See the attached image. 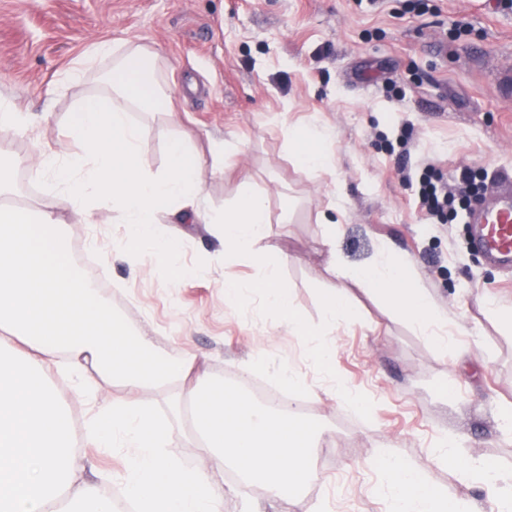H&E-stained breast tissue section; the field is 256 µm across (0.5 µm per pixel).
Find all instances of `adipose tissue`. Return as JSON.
<instances>
[{
  "label": "adipose tissue",
  "mask_w": 512,
  "mask_h": 512,
  "mask_svg": "<svg viewBox=\"0 0 512 512\" xmlns=\"http://www.w3.org/2000/svg\"><path fill=\"white\" fill-rule=\"evenodd\" d=\"M111 59L102 87L79 96L61 122L71 150L37 153L38 177L51 181L53 196L15 203L18 157L0 151V512H114L115 500L78 475L90 463V448L123 443L128 466L122 477L127 496L140 512H223L224 489L207 473L181 467L170 450L168 428L132 402L101 407L88 423L83 444L45 372L59 358L69 362L77 396H90L102 382H118L135 392L194 376L189 401L202 402L194 421L197 445L216 468L235 467L261 482L269 500L316 478L310 459L320 435L316 424L290 417L282 405H258L240 391L224 389L198 371L192 358L159 350L150 336L130 330L83 272L70 263L68 237L56 212L65 197L83 223L111 207L112 221L127 225L136 246L158 258L177 248L156 236L161 212L179 214L186 224L220 225L225 248L251 255L268 221L264 199L241 195L219 213L201 204L196 174L201 164L187 139L170 138L167 167L156 172L140 150L147 130L134 113L161 114L177 121L172 93L162 85V62L148 46L127 40L91 49L60 78V87L82 82ZM369 291L384 296L430 336L440 331L439 316L427 290L407 260L371 264L354 272ZM436 459L449 463L460 480L484 477L491 512H512V477H489L481 460H458L439 448ZM381 486L391 492L394 512H463L449 498L393 454L375 458Z\"/></svg>",
  "instance_id": "adipose-tissue-1"
}]
</instances>
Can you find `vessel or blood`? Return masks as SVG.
I'll list each match as a JSON object with an SVG mask.
<instances>
[{"mask_svg":"<svg viewBox=\"0 0 512 512\" xmlns=\"http://www.w3.org/2000/svg\"><path fill=\"white\" fill-rule=\"evenodd\" d=\"M475 238L484 256L512 270V173H503L474 216Z\"/></svg>","mask_w":512,"mask_h":512,"instance_id":"1","label":"vessel or blood"}]
</instances>
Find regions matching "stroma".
<instances>
[{"label":"stroma","instance_id":"1","mask_svg":"<svg viewBox=\"0 0 512 512\" xmlns=\"http://www.w3.org/2000/svg\"><path fill=\"white\" fill-rule=\"evenodd\" d=\"M140 41L167 63L177 125L147 117L141 151L153 170L167 165L166 142L187 135L205 159L198 177L205 205L223 209L244 191L262 195L269 224L253 251L288 290L291 312L269 306L255 282L253 258L225 251L215 229L159 216L155 232L177 240L164 262L129 261L127 225L101 207L80 223L64 200L70 243L96 233L89 277L133 330L156 346L197 358L212 380L240 386L252 374L284 393L288 409L304 408L320 425L313 451L318 480L300 494L268 503L263 486L229 469H212L192 428L170 417L180 382L146 387L138 405L166 422L183 468L209 473L224 486L223 512H390L380 477L368 463L397 455L430 483L489 512L477 481H459L433 450L455 436L461 459L487 461L512 474V431L498 414L512 408V326L489 314L495 297L512 308V272L485 261L470 245L469 213L478 210L502 173L512 171V96L494 75L512 68V0H0V98L27 110L45 142L63 147L58 125L75 92L57 89L61 75L95 45ZM53 116L42 114L49 90ZM317 128L331 173L315 174L296 159L289 130ZM224 141V166L206 157L210 139ZM473 173L478 194L428 218L413 183L425 174L447 180ZM342 209L336 260L347 270L381 258H408L447 322L445 343L422 335L382 296L350 284L352 319L329 323L323 295L341 285L326 266L325 230L317 215ZM184 274L173 281L172 271ZM249 290L224 302V283ZM306 330L295 336L287 319ZM329 343V367L315 348ZM304 378L289 391L281 374ZM46 376L75 424L95 406L121 397L103 384L93 400L73 396L55 368ZM86 479L117 492L128 456L95 448Z\"/></svg>","mask_w":512,"mask_h":512}]
</instances>
